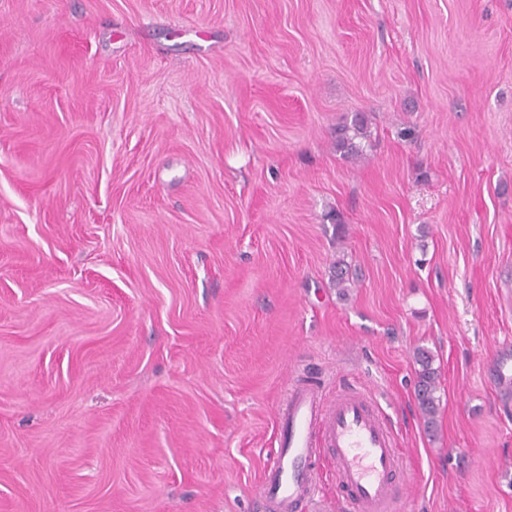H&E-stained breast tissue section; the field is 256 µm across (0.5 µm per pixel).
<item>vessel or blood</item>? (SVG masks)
Masks as SVG:
<instances>
[{"instance_id":"1","label":"vessel or blood","mask_w":512,"mask_h":512,"mask_svg":"<svg viewBox=\"0 0 512 512\" xmlns=\"http://www.w3.org/2000/svg\"><path fill=\"white\" fill-rule=\"evenodd\" d=\"M279 448L262 471L264 512H308L324 457L347 512H398L407 489L403 457L394 433L368 395L326 399L321 386L297 382L276 421Z\"/></svg>"}]
</instances>
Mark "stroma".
<instances>
[{
	"mask_svg": "<svg viewBox=\"0 0 512 512\" xmlns=\"http://www.w3.org/2000/svg\"><path fill=\"white\" fill-rule=\"evenodd\" d=\"M505 342L512 0H0V512H261L293 379L512 512ZM368 123L364 115L356 114L351 124H344L336 130V149L343 151L347 156L355 155L360 150V143L356 139L367 137ZM415 360L419 366L416 391L419 408L427 424H432L439 405L437 369L433 367L432 354L424 348L417 349Z\"/></svg>",
	"mask_w": 512,
	"mask_h": 512,
	"instance_id": "35a3bbf8",
	"label": "stroma"
}]
</instances>
